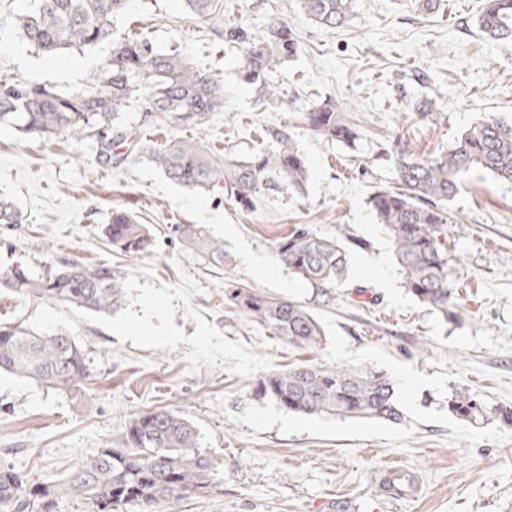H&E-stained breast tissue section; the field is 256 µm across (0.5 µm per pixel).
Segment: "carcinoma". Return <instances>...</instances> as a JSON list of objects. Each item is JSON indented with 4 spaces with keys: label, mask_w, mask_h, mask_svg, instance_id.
Wrapping results in <instances>:
<instances>
[{
    "label": "carcinoma",
    "mask_w": 512,
    "mask_h": 512,
    "mask_svg": "<svg viewBox=\"0 0 512 512\" xmlns=\"http://www.w3.org/2000/svg\"><path fill=\"white\" fill-rule=\"evenodd\" d=\"M129 0H33L13 13L10 27L43 54L91 50L110 45L100 68L77 91L0 78V127L51 139L60 134L94 138L97 162L120 168L129 158L150 159L164 176L191 192H224L240 210L251 211L269 176L298 190L307 181L305 158L293 138L277 131L272 149L246 160L216 157L195 140L173 138L158 147L145 144L142 132L130 131L123 113L136 106L141 126L168 124L202 128L210 114L224 111V85L195 68L178 51L163 52L146 36L115 37L114 20ZM198 19L243 44L241 77L262 87L269 100L279 97L269 75L298 53L299 40L288 22L274 17L260 40H248L237 25L223 26L219 0H185ZM307 17L326 30L340 28L352 16L354 0H300ZM477 26L498 43H512V0H481ZM317 135L342 143L359 132L332 99L303 113ZM397 185L382 187L370 206L403 272L405 288L445 320L458 321V299L450 277L448 210L462 177L474 169L512 181V118L486 116L464 130L448 150L419 158L401 141L392 153ZM179 238L198 257L224 263V244L194 224H178ZM105 235L126 256L150 250L153 238L131 212L112 211ZM280 261L314 288H334L349 272V251L339 238L294 230L275 243ZM23 296L46 299L92 312L120 308L125 300L122 277L106 265L56 258L40 273L17 267L0 276V285ZM224 299L254 321L301 350L322 347L321 322L305 304L262 293L235 280L224 282ZM0 372L31 380L47 389L79 394L90 377L80 343L67 333H38L21 325L0 324ZM255 395L304 415L402 420L392 381L381 372L343 366L299 364L264 375ZM448 410L469 422L498 417L512 423V408L489 407L462 389L448 400ZM214 460L198 447L192 422L171 411H147L131 420L117 446L87 457L60 482L28 477L0 460V512H56L59 500L81 501L86 512H124L138 506L174 503L205 487Z\"/></svg>",
    "instance_id": "obj_1"
}]
</instances>
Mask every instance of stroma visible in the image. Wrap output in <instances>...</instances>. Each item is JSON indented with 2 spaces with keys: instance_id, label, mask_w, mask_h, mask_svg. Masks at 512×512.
<instances>
[{
  "instance_id": "1",
  "label": "stroma",
  "mask_w": 512,
  "mask_h": 512,
  "mask_svg": "<svg viewBox=\"0 0 512 512\" xmlns=\"http://www.w3.org/2000/svg\"><path fill=\"white\" fill-rule=\"evenodd\" d=\"M224 17L261 38L272 18L288 21L301 51L270 76L285 102L260 104L244 83L241 45L188 13L182 0H131L118 32L182 52L224 84V111L201 129L148 133L199 139L220 157L243 159L288 132L308 162L303 190L278 182L256 210L223 193L196 194L168 180L147 158L119 169L97 163L96 143L50 140L0 129V199L20 223L0 224V274L42 271L48 257L110 265L125 302L109 313L25 297L0 287V322L71 334L88 353L82 394L48 390L0 373V460L54 481L83 458L117 443L148 410L192 421L217 470L185 495L178 512H512V423L474 424L453 416L458 389L491 406L512 407V182L467 174L449 209L451 279L462 318L453 323L419 303L403 283L392 248L369 205L396 182L395 138L417 156L447 150L472 123L512 117V44L487 40L475 18L480 0H355L350 22L316 27L299 0H223ZM0 77L64 91L85 84L108 45L46 55L0 27ZM333 99L358 125L354 144L313 134L302 112ZM431 101L436 122L420 120ZM131 211L154 236L148 253L112 250L103 227L113 209ZM195 224L224 242V262L204 263L173 231ZM345 241L347 282L321 292L282 265L275 242L292 229ZM269 268L259 275L256 265ZM308 305L321 321L320 349L302 352L228 305L224 281ZM309 361L380 371L392 380L402 422L289 412L253 388L267 373ZM417 474L415 499L379 487L381 470Z\"/></svg>"
}]
</instances>
